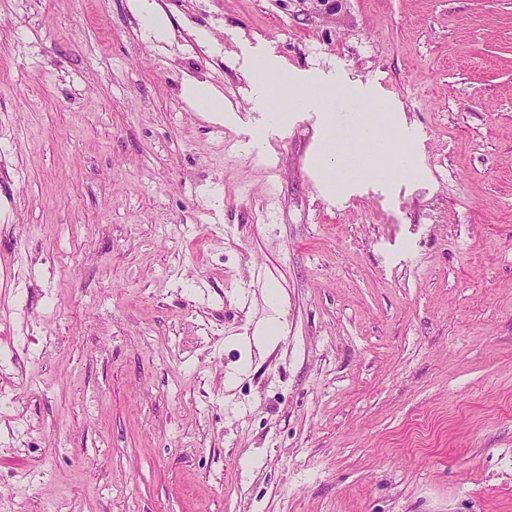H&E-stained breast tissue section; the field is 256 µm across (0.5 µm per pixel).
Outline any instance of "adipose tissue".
<instances>
[{
	"label": "adipose tissue",
	"instance_id": "1",
	"mask_svg": "<svg viewBox=\"0 0 512 512\" xmlns=\"http://www.w3.org/2000/svg\"><path fill=\"white\" fill-rule=\"evenodd\" d=\"M254 93L257 102L270 106L269 121L279 125L287 124L294 112L310 109L322 113L325 148L318 158V164L329 181H336L342 168V156L337 148L342 130L337 126L334 114L327 111V103L333 96L332 90L320 85L298 87L285 74L273 69L265 80L256 84ZM369 109V104L359 103L355 122L359 142L365 147L368 156L366 174L377 176L394 166L405 175H414V161L403 138L392 137L389 126L372 117Z\"/></svg>",
	"mask_w": 512,
	"mask_h": 512
}]
</instances>
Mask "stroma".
<instances>
[{"label": "stroma", "mask_w": 512, "mask_h": 512, "mask_svg": "<svg viewBox=\"0 0 512 512\" xmlns=\"http://www.w3.org/2000/svg\"><path fill=\"white\" fill-rule=\"evenodd\" d=\"M141 2L0 0V512H512V0ZM305 5L307 14H315L330 20H336L340 15L345 0H298ZM266 70L268 77L255 85L254 93L256 102L267 107L273 105L269 110V121L284 125L287 124L291 112H300L305 109L327 113L323 115L322 128L325 148L318 158V164L330 182L336 184V180L344 181L345 169L341 164L342 156L337 148L344 127L340 128L336 125L335 115L331 114L330 107L326 105V102H330L333 97V91L320 85L299 88L276 68L273 67L271 70L268 67ZM285 99H288V106L284 105ZM340 170H342L340 175L336 176ZM357 107L359 114L353 126L358 131L359 143L365 147L369 159L365 173L377 176L388 167L394 166L407 176L414 175V161L403 138L390 136V126L384 125L368 113L371 104L360 100Z\"/></svg>", "instance_id": "35a3bbf8"}]
</instances>
